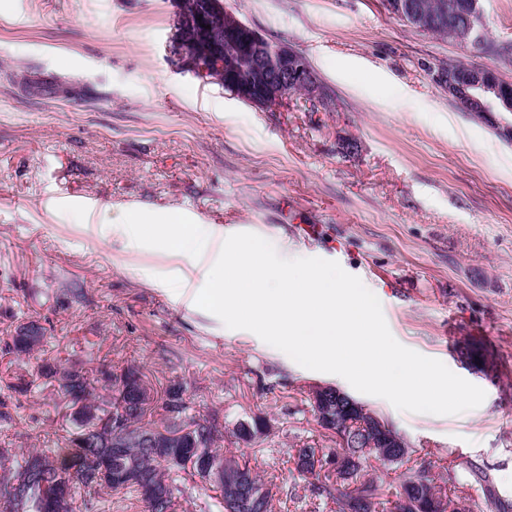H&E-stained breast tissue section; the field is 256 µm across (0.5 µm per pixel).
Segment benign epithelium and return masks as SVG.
<instances>
[{
    "mask_svg": "<svg viewBox=\"0 0 512 512\" xmlns=\"http://www.w3.org/2000/svg\"><path fill=\"white\" fill-rule=\"evenodd\" d=\"M224 15V39L236 52L242 68L255 77L247 80L235 73H225L224 48L213 44L206 17L181 16L173 28L170 45L177 47L173 58L177 65L204 81L227 77L234 84L235 96L255 107L279 111L288 105L291 85L302 86L303 100L319 105L325 102V89L309 66L305 56L285 44L273 43L260 31L224 7V0H208L207 11ZM411 25L442 24L448 21V9L434 18H426L408 7ZM211 45L206 53L198 52L200 45ZM440 86L460 106L473 112H512V96L502 93L497 72L492 68H472L462 76L452 72L436 73Z\"/></svg>",
    "mask_w": 512,
    "mask_h": 512,
    "instance_id": "benign-epithelium-1",
    "label": "benign epithelium"
}]
</instances>
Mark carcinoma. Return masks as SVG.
<instances>
[{
	"mask_svg": "<svg viewBox=\"0 0 512 512\" xmlns=\"http://www.w3.org/2000/svg\"><path fill=\"white\" fill-rule=\"evenodd\" d=\"M410 1L421 13L430 16L443 1L460 5V10L442 29L427 33L445 36L460 43L470 24L484 29L483 16L471 12L468 0H385L386 9L402 18L397 3ZM43 95L80 101L85 92L75 96L72 84L56 78L41 80ZM44 328L29 322L18 327L4 342V350L17 356L30 355L42 347ZM457 346L474 365L484 363L486 349L465 337ZM42 374L57 378L58 392L77 408L70 413L71 428L57 448H0V493L4 495L3 512H74L80 504L85 512H112L132 498L142 512H175L179 495H192L195 487L184 482L183 474L203 477L208 467L221 469L210 481L219 494L205 504L207 512H273L275 498L292 499L296 486L277 485L255 472L250 462L235 455L226 456L217 448L223 438L214 418L187 413L188 406L180 391L172 388L162 404L165 418L159 425L144 422L152 412L154 397L144 375L133 368L119 372L107 367L91 379L85 363L74 361L62 368H45ZM102 383L107 395H94V382ZM317 424L335 439L334 448L304 444L293 449L295 471L308 480L311 495L334 499L341 512H379L381 486L364 477V463L370 457L384 465L399 468L411 461L415 450L408 444L386 442L373 432V411L358 400L349 403L331 391L322 401H309ZM323 407L331 410V419L319 416ZM271 425L261 417L237 422L233 434L251 442L270 433ZM45 474L41 481L30 479L33 470ZM27 482V495L17 502L8 485ZM354 485L346 491V486ZM394 512H448V506L464 500L445 493L424 470H412L396 491Z\"/></svg>",
	"mask_w": 512,
	"mask_h": 512,
	"instance_id": "1",
	"label": "carcinoma"
}]
</instances>
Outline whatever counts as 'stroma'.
Instances as JSON below:
<instances>
[{
  "label": "stroma",
  "instance_id": "obj_1",
  "mask_svg": "<svg viewBox=\"0 0 512 512\" xmlns=\"http://www.w3.org/2000/svg\"><path fill=\"white\" fill-rule=\"evenodd\" d=\"M224 4L306 56L334 106L264 112L177 68L172 0H0V344L31 320L48 336L33 356L0 352V396L31 382L0 419V446L50 447L69 429L40 367L135 366L157 400L177 386L193 413L216 416L223 451L305 487L291 449L332 442L304 390L349 384L193 304L208 260L130 245L129 214L176 213L359 277L400 344L486 393L476 412L447 416L359 401L471 512H512V139L501 132L512 114L481 119L434 80L461 61L512 82V60L424 33L383 0ZM25 75L90 95L32 97ZM303 224L319 236H303ZM465 336L488 347L483 366L457 354ZM256 415L270 435L236 438L235 422ZM465 462L489 485L471 481Z\"/></svg>",
  "mask_w": 512,
  "mask_h": 512
}]
</instances>
